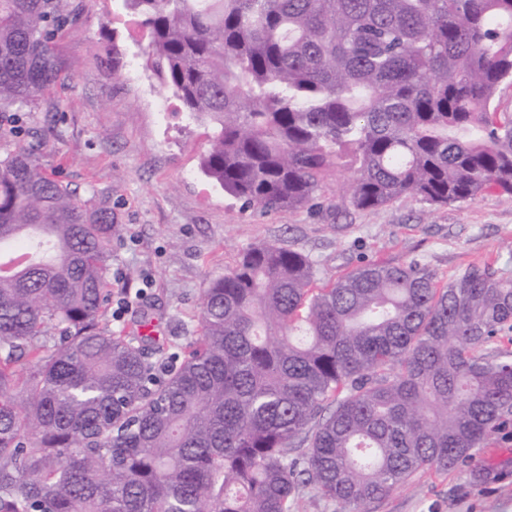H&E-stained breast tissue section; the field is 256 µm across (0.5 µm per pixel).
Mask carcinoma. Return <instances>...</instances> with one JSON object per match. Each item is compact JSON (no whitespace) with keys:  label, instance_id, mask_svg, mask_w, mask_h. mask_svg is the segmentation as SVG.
<instances>
[{"label":"carcinoma","instance_id":"cac0c4a2","mask_svg":"<svg viewBox=\"0 0 512 512\" xmlns=\"http://www.w3.org/2000/svg\"><path fill=\"white\" fill-rule=\"evenodd\" d=\"M68 0H0V113L60 79ZM146 63L211 124L201 170L261 212L512 201V0H123ZM0 124V512H369L414 475L479 465L512 427V277L418 259L318 284L245 249L184 343L105 323L112 207ZM338 510V505L317 497L311 490H306L295 508V512H340Z\"/></svg>","mask_w":512,"mask_h":512}]
</instances>
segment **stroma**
Masks as SVG:
<instances>
[{
	"instance_id": "obj_1",
	"label": "stroma",
	"mask_w": 512,
	"mask_h": 512,
	"mask_svg": "<svg viewBox=\"0 0 512 512\" xmlns=\"http://www.w3.org/2000/svg\"><path fill=\"white\" fill-rule=\"evenodd\" d=\"M69 9L76 21L55 44L68 74L36 111L24 107L19 115L47 172L62 173L82 196L110 202L111 274L133 290L143 288V273L152 275L145 290L159 339L197 335L209 279L258 242L308 255L323 281L364 257L396 264L419 258L444 280L484 263L512 275V202L492 192L441 207L407 201L356 211L341 201V173L329 180L321 207L244 209L201 171L208 124L176 100L167 119L152 111L164 91L146 67L148 28L131 22L122 0H70ZM480 456L492 467L487 478L472 467L420 473L371 512H512V428L493 434Z\"/></svg>"
}]
</instances>
